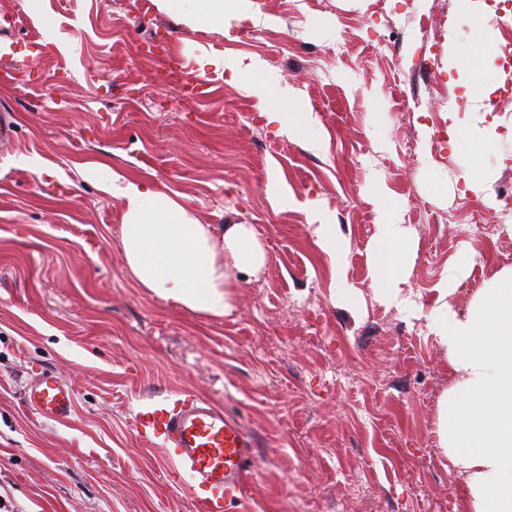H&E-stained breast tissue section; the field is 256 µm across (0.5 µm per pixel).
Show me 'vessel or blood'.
I'll use <instances>...</instances> for the list:
<instances>
[{
	"instance_id": "1",
	"label": "vessel or blood",
	"mask_w": 512,
	"mask_h": 512,
	"mask_svg": "<svg viewBox=\"0 0 512 512\" xmlns=\"http://www.w3.org/2000/svg\"><path fill=\"white\" fill-rule=\"evenodd\" d=\"M28 404L41 416L61 420L75 410L74 393L53 372L31 380ZM136 434L163 448L170 476L187 487L193 512H224L253 474L258 445L223 405L192 394L142 406L133 417Z\"/></svg>"
}]
</instances>
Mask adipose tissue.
Masks as SVG:
<instances>
[{
    "instance_id": "obj_1",
    "label": "adipose tissue",
    "mask_w": 512,
    "mask_h": 512,
    "mask_svg": "<svg viewBox=\"0 0 512 512\" xmlns=\"http://www.w3.org/2000/svg\"><path fill=\"white\" fill-rule=\"evenodd\" d=\"M157 9L193 29H220L250 12V0H154ZM200 68L229 72L242 88L271 96L275 73L263 62L225 58L212 51ZM120 240L140 287L180 309L216 318L233 309L239 275L258 276L267 256L248 224L223 233L201 223L193 208L143 181L126 182ZM415 243L398 224L379 225L374 241L379 299L401 303L399 284ZM447 358L453 386L440 400L437 436L464 473L466 512H512V271L479 289L466 314L449 304L430 313Z\"/></svg>"
}]
</instances>
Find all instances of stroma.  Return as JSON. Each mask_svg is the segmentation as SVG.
Listing matches in <instances>:
<instances>
[{"label":"stroma","instance_id":"stroma-1","mask_svg":"<svg viewBox=\"0 0 512 512\" xmlns=\"http://www.w3.org/2000/svg\"><path fill=\"white\" fill-rule=\"evenodd\" d=\"M471 0H251L252 19L191 29L153 0H0L15 16L0 110L17 135L0 154V495L19 512H192L162 448L138 437L139 406L185 391L222 404L258 442L253 477L224 512H463V474L435 434L452 384L430 312H466L512 268V18ZM279 76L306 115L280 133L270 104L199 73L209 50ZM479 51L501 68L491 112L451 81ZM205 79L210 94L182 97ZM494 123L480 192L467 154L442 141ZM104 164L158 185L223 231L251 225L268 264L240 276L231 314L206 318L146 289L121 248L125 202L86 177ZM329 216L342 255L317 243ZM416 248L406 303L379 301L373 238L388 220ZM469 278L441 288L461 249ZM75 394L64 420L25 403L37 374Z\"/></svg>","mask_w":512,"mask_h":512}]
</instances>
